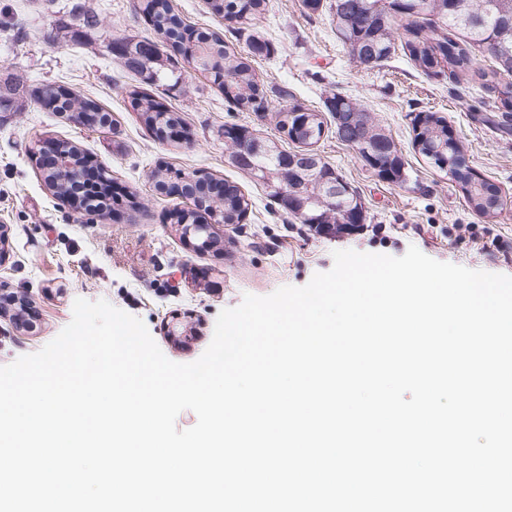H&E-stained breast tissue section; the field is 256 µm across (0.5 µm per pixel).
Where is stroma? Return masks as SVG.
<instances>
[{
  "label": "stroma",
  "mask_w": 512,
  "mask_h": 512,
  "mask_svg": "<svg viewBox=\"0 0 512 512\" xmlns=\"http://www.w3.org/2000/svg\"><path fill=\"white\" fill-rule=\"evenodd\" d=\"M268 2L260 28L274 52L254 64L268 91V111L229 107L210 76L183 61V83L144 86L182 117L190 141L177 144L157 139L142 124L128 95L141 79L115 58L113 39L155 36L135 14V0H0V80L19 87L17 111L0 112V224L9 229L11 252L0 267V283L37 310L26 331L16 329L11 315L0 316V366L52 341L70 323L78 298L104 299L140 318L168 359L193 362L209 346L221 310L240 305L247 294L306 285L315 273L332 268L336 250L399 257L413 245L441 262L512 276V254L492 259L476 245L449 240L452 225L479 218L454 182L412 146L414 114L441 112L465 144L471 165L501 190L503 210L489 230L512 240V138L503 139L479 121L494 109L492 93L445 75L427 76L400 51L379 67L361 69L337 39L329 11L309 13L302 0ZM172 3L185 22L218 31L236 50H245L230 22L211 14L208 0ZM79 6L98 16V26L76 21ZM52 28L59 32L55 44L43 38ZM52 83L99 102L114 120L111 130H89L38 109L31 90ZM282 88L291 102L320 112L333 93L357 99L409 163L411 181L400 187L363 166L334 132L317 143L324 160L360 193L365 220L359 233L339 237L310 229L233 165L225 125L279 140L274 111L284 102ZM43 140L75 143L106 168L122 190L111 215L83 222L53 194L29 154ZM160 163L237 183L250 201L243 222L226 226L216 247L200 251L186 243L166 222L172 210L183 208V199L157 192L150 177ZM170 321L178 335H168Z\"/></svg>",
  "instance_id": "1"
}]
</instances>
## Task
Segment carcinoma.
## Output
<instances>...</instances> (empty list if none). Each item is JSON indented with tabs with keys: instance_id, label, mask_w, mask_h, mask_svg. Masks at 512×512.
Listing matches in <instances>:
<instances>
[{
	"instance_id": "carcinoma-1",
	"label": "carcinoma",
	"mask_w": 512,
	"mask_h": 512,
	"mask_svg": "<svg viewBox=\"0 0 512 512\" xmlns=\"http://www.w3.org/2000/svg\"><path fill=\"white\" fill-rule=\"evenodd\" d=\"M212 12L237 25L236 31L247 33L248 52L235 51L217 31L194 29L174 13L170 0H137L136 11L153 26L159 40L123 37L115 42L116 57L122 67L138 75H148L155 82L170 78L168 66L172 56L162 57L160 45L182 56L196 70L205 71L222 91L227 103L238 110L255 112L268 103L263 81L253 66L257 58L273 53L269 40L259 35L258 22L264 17L266 0H210ZM336 32L350 55L373 69L391 58L397 48L422 71L439 76L444 73L456 81L472 83L496 93L497 111L482 121L498 131L512 135V82L503 83L501 77L512 75V0H331L329 5ZM490 52L491 65L476 68L473 50ZM179 83V78H174ZM134 109L154 135L173 127L183 126L180 116L167 109L153 96L136 89L128 91ZM34 102L48 112H72L86 115L100 123L110 121V114L91 99H80L63 86L46 87L38 91ZM331 117L342 112L350 118L336 127V137L358 152V157L371 168L375 164L359 152L366 146L381 164H390L388 173L376 168L377 175L388 183L404 186L411 180V168L402 151L386 134L371 112L354 99L341 93L327 101ZM303 113L304 123L293 143L296 149L279 148L275 142L251 133L238 125L224 126V140L230 143L232 153L243 149L254 152V177L261 181L273 198L285 190L308 200L303 224H335L337 217L349 215L358 207L361 198L356 189L329 163L321 160L309 172L299 166L286 169L285 180L273 183L263 180V170H274L283 159H292L302 153V147L315 146L324 134L322 114L297 103H290L276 111V125L280 130L296 121L294 113ZM412 142H420L415 150L434 169L445 173L460 189L468 206L476 215L493 220L503 209L499 188L474 171L462 141L451 135L448 121L437 112L418 113L412 124ZM68 157L70 177L58 181L54 176L46 182L54 194L63 198L75 191L80 170L92 163V156L76 145L61 143ZM184 179L192 192L206 198L205 206L197 211L177 210L171 215L173 224H239L249 210V200L236 183L222 181L224 191L213 196L206 183L211 176H196L160 166L152 172L157 187ZM336 182L341 192L328 199L320 194L319 182Z\"/></svg>"
}]
</instances>
